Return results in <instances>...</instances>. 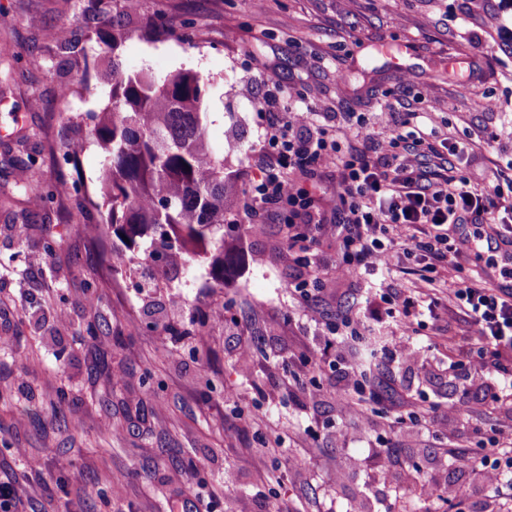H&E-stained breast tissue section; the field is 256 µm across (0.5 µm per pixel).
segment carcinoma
<instances>
[{
    "label": "carcinoma",
    "mask_w": 512,
    "mask_h": 512,
    "mask_svg": "<svg viewBox=\"0 0 512 512\" xmlns=\"http://www.w3.org/2000/svg\"><path fill=\"white\" fill-rule=\"evenodd\" d=\"M78 18L88 37L107 43L99 28L102 15L112 17V51L124 42L122 22L139 0H78ZM147 32L176 36V28L160 18ZM205 85L198 75L178 71L159 79L146 72H125L112 63L108 103L101 112L68 116L80 141L62 145V158L79 169L76 152L96 145L104 163L98 186L89 189L82 177L70 183L66 199L71 212L112 230L123 249L111 252L117 271L127 253L146 259L175 255L187 262L209 257L215 287L239 259L224 251V200L237 192V176L224 167V156L208 143L201 107ZM128 241H123L122 237Z\"/></svg>",
    "instance_id": "obj_1"
}]
</instances>
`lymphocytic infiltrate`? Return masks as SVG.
<instances>
[{"label": "lymphocytic infiltrate", "mask_w": 512, "mask_h": 512, "mask_svg": "<svg viewBox=\"0 0 512 512\" xmlns=\"http://www.w3.org/2000/svg\"><path fill=\"white\" fill-rule=\"evenodd\" d=\"M265 105L273 118L259 158L262 175L251 193L267 205L288 204L304 217L303 226L288 228L289 251L310 254L319 234L330 233L340 243L343 271L383 280L393 271L389 254L396 248L425 259L422 280L432 286L437 263L453 265L462 256L449 244L445 225L492 224L497 240L512 243V219L495 210L502 186L491 184L479 191L461 176L422 170L419 151L432 147L425 138H407L395 125L386 137L371 136L367 120L350 112L346 121L363 147L344 154L326 127H317L304 138L293 136V127L312 124V112L282 106L275 97L266 99ZM324 165L335 166L339 174V190L329 203L300 185ZM327 206L335 211V222L320 217ZM453 294L472 329L468 358L474 369L483 367L488 346L512 351L511 288H488L466 278ZM464 458L480 484L452 490L455 512H469L468 504L479 489L485 493V512H501L512 502V425L492 427L478 449Z\"/></svg>", "instance_id": "obj_1"}]
</instances>
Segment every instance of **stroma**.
<instances>
[{"mask_svg": "<svg viewBox=\"0 0 512 512\" xmlns=\"http://www.w3.org/2000/svg\"><path fill=\"white\" fill-rule=\"evenodd\" d=\"M178 37L145 35L157 13ZM0 483L8 512H450L408 494L421 473L443 490L468 482L458 455L492 425L512 422V395L488 415L482 379L458 347L470 329L452 287L466 275L507 288L500 266L465 253L439 267L448 310L425 319L414 361L380 364L385 397L364 417L351 390L356 341L329 348L330 328L363 312L369 282L341 274L335 238L315 246L322 269L311 302L294 292L307 270L286 244L287 206L242 202L258 175L268 96L375 122L388 104L419 113L434 143L463 147L421 158L476 188L512 181V5L507 0H141L119 51L87 39L74 0H0ZM64 29L76 46L59 53ZM158 77L179 70L205 85V123L225 163L242 170L227 205L224 247L242 261L223 289L210 263L142 257L109 279L94 241L56 192L31 205L17 192L37 163L46 185L70 182L64 116L105 107L109 85L84 80V60ZM71 85L62 98V85ZM27 210L28 221L17 212ZM96 324L89 338L88 324ZM254 348L242 373L239 352ZM435 407L422 427L394 425L405 399ZM305 468L290 466L295 456Z\"/></svg>", "mask_w": 512, "mask_h": 512, "instance_id": "stroma-1", "label": "stroma"}]
</instances>
